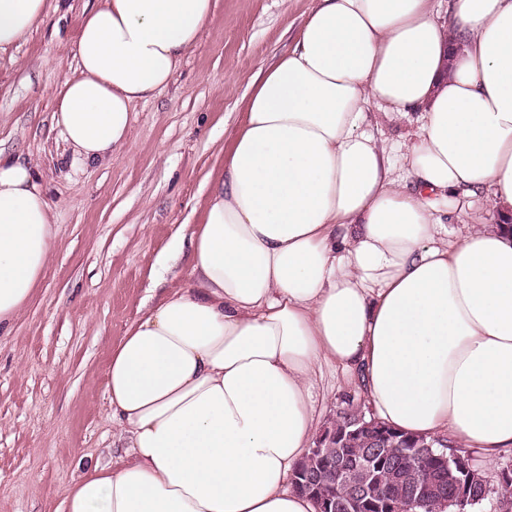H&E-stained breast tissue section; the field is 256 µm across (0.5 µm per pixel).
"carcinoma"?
<instances>
[{"label":"carcinoma","instance_id":"obj_1","mask_svg":"<svg viewBox=\"0 0 512 512\" xmlns=\"http://www.w3.org/2000/svg\"><path fill=\"white\" fill-rule=\"evenodd\" d=\"M363 413L362 407L348 401L339 410L333 424L346 430V438L335 442L334 453L338 456L356 455L370 448L388 449L391 468L381 474L376 493L390 497L405 512H438L453 494V484L448 480V469L444 468L434 451V456L419 455L415 449L420 443L431 442L427 437H412L397 432L374 419H364L372 423L370 429H360L356 422ZM325 485L321 491L340 500L350 492L352 483L338 484L330 470L322 474Z\"/></svg>","mask_w":512,"mask_h":512}]
</instances>
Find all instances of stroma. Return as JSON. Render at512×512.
I'll return each mask as SVG.
<instances>
[{
	"label": "stroma",
	"instance_id": "obj_1",
	"mask_svg": "<svg viewBox=\"0 0 512 512\" xmlns=\"http://www.w3.org/2000/svg\"><path fill=\"white\" fill-rule=\"evenodd\" d=\"M95 0H53L46 22L0 54V149L42 166L60 236L26 312L0 334V512H54L79 468L117 459L104 386L110 346L157 301L160 254L201 223L206 176L243 120L254 75L290 44L315 0H215L209 31L153 99L133 106V134L108 165L76 161L49 130L59 85ZM322 365L318 428L351 396Z\"/></svg>",
	"mask_w": 512,
	"mask_h": 512
}]
</instances>
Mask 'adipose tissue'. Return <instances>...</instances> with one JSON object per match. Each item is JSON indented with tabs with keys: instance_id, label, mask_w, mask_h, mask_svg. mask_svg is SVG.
I'll return each instance as SVG.
<instances>
[{
	"instance_id": "1",
	"label": "adipose tissue",
	"mask_w": 512,
	"mask_h": 512,
	"mask_svg": "<svg viewBox=\"0 0 512 512\" xmlns=\"http://www.w3.org/2000/svg\"><path fill=\"white\" fill-rule=\"evenodd\" d=\"M214 0H98L50 117L110 163L132 107L170 84ZM48 0H0V52ZM414 119L376 137L367 111ZM190 233L188 281L111 346L118 462L62 512H317L293 478L315 439L321 363L380 421L512 450V0H316L260 69ZM486 215L449 238L462 200ZM58 236L40 165L0 150V328L28 308Z\"/></svg>"
}]
</instances>
